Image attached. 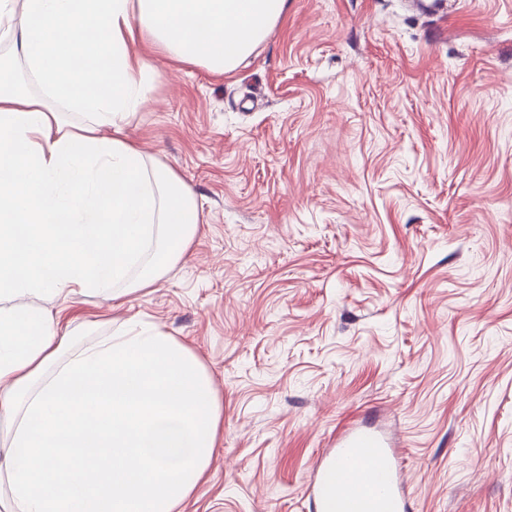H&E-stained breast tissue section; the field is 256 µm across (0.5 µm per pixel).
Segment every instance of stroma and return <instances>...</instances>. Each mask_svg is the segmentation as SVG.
<instances>
[{"label": "stroma", "mask_w": 512, "mask_h": 512, "mask_svg": "<svg viewBox=\"0 0 512 512\" xmlns=\"http://www.w3.org/2000/svg\"><path fill=\"white\" fill-rule=\"evenodd\" d=\"M153 63L128 140L201 224L152 287L59 306L188 346L222 441L183 512H308L338 428L394 434L416 512H512V0H288L229 74Z\"/></svg>", "instance_id": "obj_1"}]
</instances>
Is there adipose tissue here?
<instances>
[{"label":"adipose tissue","mask_w":512,"mask_h":512,"mask_svg":"<svg viewBox=\"0 0 512 512\" xmlns=\"http://www.w3.org/2000/svg\"><path fill=\"white\" fill-rule=\"evenodd\" d=\"M288 0H0L39 94L0 65V512H181L210 468L222 401L200 360L136 325L63 357L36 298L154 285L200 222L187 185L123 135L150 56L228 73ZM84 116L80 125L63 111ZM110 135H101V128Z\"/></svg>","instance_id":"1"}]
</instances>
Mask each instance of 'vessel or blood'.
I'll use <instances>...</instances> for the list:
<instances>
[{
  "label": "vessel or blood",
  "instance_id": "obj_1",
  "mask_svg": "<svg viewBox=\"0 0 512 512\" xmlns=\"http://www.w3.org/2000/svg\"><path fill=\"white\" fill-rule=\"evenodd\" d=\"M311 512H411L399 450L376 428L345 426L313 472Z\"/></svg>",
  "mask_w": 512,
  "mask_h": 512
}]
</instances>
